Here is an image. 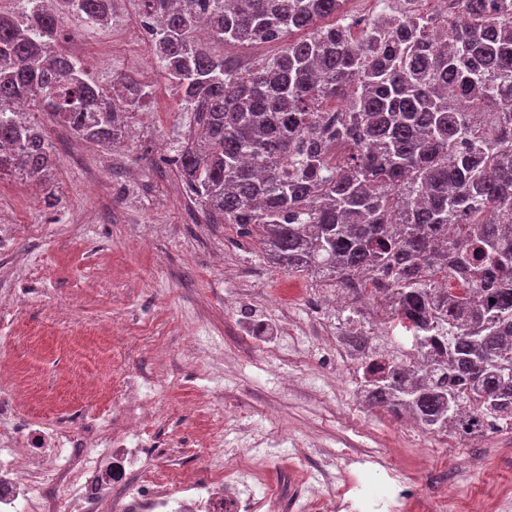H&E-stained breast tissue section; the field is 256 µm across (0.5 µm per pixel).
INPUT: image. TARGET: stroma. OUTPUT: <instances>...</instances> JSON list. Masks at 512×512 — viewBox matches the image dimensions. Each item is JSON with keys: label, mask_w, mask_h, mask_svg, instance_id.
<instances>
[{"label": "stroma", "mask_w": 512, "mask_h": 512, "mask_svg": "<svg viewBox=\"0 0 512 512\" xmlns=\"http://www.w3.org/2000/svg\"><path fill=\"white\" fill-rule=\"evenodd\" d=\"M136 2L119 0L104 27L71 18L61 32L99 83L129 74L146 87L136 137L115 150L96 145L32 105L26 117L44 129L56 158L48 185L0 175V227L15 244L0 255V297H19L0 325V351L26 371L24 414L59 425L75 413L104 415L123 428L110 397L132 375L157 384L161 412L148 429H177L166 462L185 472L195 473L196 453L219 461L240 448L262 467L254 491L303 475L308 493L344 512L348 486L378 487L389 466L402 472L420 512H459L464 490L488 499L489 512H512L511 431L476 441L433 434L363 405L355 365L313 349L301 303L276 302L334 280L284 271L257 237L207 223L168 163L196 126L150 55ZM245 319L289 322L300 333L298 354L267 358L243 335ZM192 335L209 351L196 369L181 355ZM230 414L239 425L225 426Z\"/></svg>", "instance_id": "1"}]
</instances>
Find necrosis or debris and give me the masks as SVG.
Masks as SVG:
<instances>
[{
    "mask_svg": "<svg viewBox=\"0 0 512 512\" xmlns=\"http://www.w3.org/2000/svg\"><path fill=\"white\" fill-rule=\"evenodd\" d=\"M365 284L354 281L336 301L325 293L304 296L319 325L334 322L335 309H356L371 333ZM173 441L142 424L116 431L111 419H85L79 427L36 423L24 417L13 391L0 390V512H270L272 499L256 494V476L228 448L223 461L197 458L206 477L164 468ZM66 449L59 468L36 477L19 472L17 451L45 455Z\"/></svg>",
    "mask_w": 512,
    "mask_h": 512,
    "instance_id": "4bbe7bcc",
    "label": "necrosis or debris"
}]
</instances>
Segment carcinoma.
Returning a JSON list of instances; mask_svg holds the SVG:
<instances>
[{
    "label": "carcinoma",
    "mask_w": 512,
    "mask_h": 512,
    "mask_svg": "<svg viewBox=\"0 0 512 512\" xmlns=\"http://www.w3.org/2000/svg\"><path fill=\"white\" fill-rule=\"evenodd\" d=\"M142 2L155 61L202 131L169 162L209 222L257 235L285 271L371 276L421 362L363 366L369 404L430 432L467 414L512 428V0H461L450 23L376 0L357 36L347 0ZM111 7L0 14V105L33 101L79 138L118 142L144 86L101 85L59 44L64 19ZM203 17L221 42L281 49L243 74L198 40ZM53 165L42 130L0 111V173L42 181ZM450 278L467 287H436ZM341 340L379 356L361 330Z\"/></svg>",
    "instance_id": "cac0c4a2"
}]
</instances>
